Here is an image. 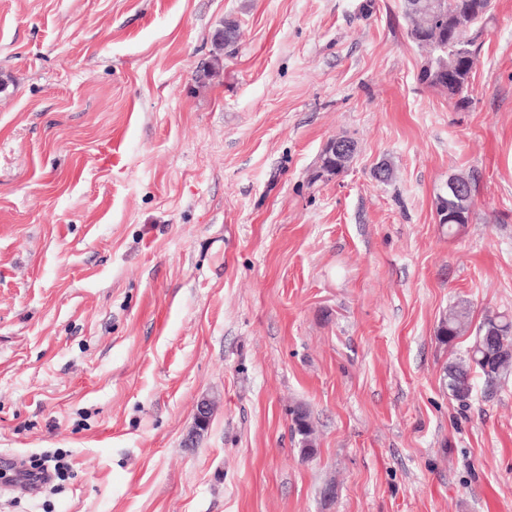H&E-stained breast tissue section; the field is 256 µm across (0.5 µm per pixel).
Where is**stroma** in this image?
<instances>
[{"instance_id": "obj_1", "label": "stroma", "mask_w": 512, "mask_h": 512, "mask_svg": "<svg viewBox=\"0 0 512 512\" xmlns=\"http://www.w3.org/2000/svg\"><path fill=\"white\" fill-rule=\"evenodd\" d=\"M475 48L463 109L403 0H0V465L67 453L0 512H512V380L438 335L512 317V0ZM457 178L460 179L461 181H463L465 184L470 186L471 194L468 197L467 201L461 202V201H457L456 199L448 200V210L449 211L459 210V211L463 212V221L460 224H468L469 219H470V214L472 211V207H473L472 186H471V183L467 179H464L463 177H457ZM465 184L459 183V182L455 181L453 177H450L448 179V186H447L446 192L444 194H439L437 196L436 212H437V215L439 218V223H441V224L448 223V232H449V234H452V235L456 234L458 229L463 225L452 224V223H455V220L457 219V215H455V214L448 213L447 211H442V212L438 213L439 198H441V199L446 198L447 193H448V195H458V196L465 195L467 192V189H468V187ZM471 307L465 302L457 303L448 309V316L441 322L440 336L448 344L471 332ZM485 314L464 355L446 367L444 384L455 400L466 402L473 394V373L479 374L483 384V396L496 394L503 381L512 372V317L506 314ZM494 336L495 356L485 359V336ZM294 431L301 437V453L309 458L314 454V428L308 410L298 406L293 410Z\"/></svg>"}]
</instances>
